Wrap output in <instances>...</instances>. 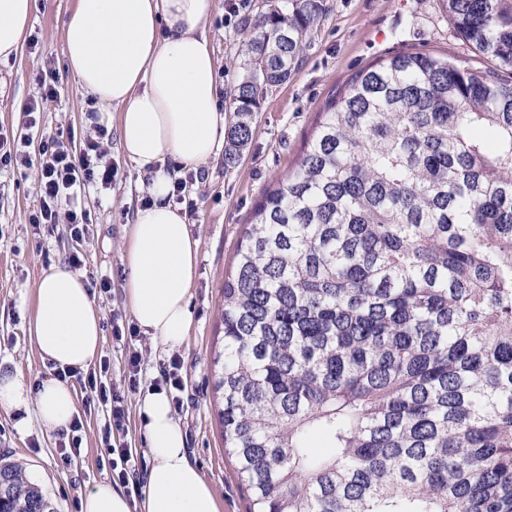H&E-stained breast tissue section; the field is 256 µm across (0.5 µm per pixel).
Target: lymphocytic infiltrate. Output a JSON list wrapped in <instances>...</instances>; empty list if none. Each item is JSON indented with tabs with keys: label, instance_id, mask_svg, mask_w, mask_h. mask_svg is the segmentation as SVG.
<instances>
[{
	"label": "lymphocytic infiltrate",
	"instance_id": "lymphocytic-infiltrate-1",
	"mask_svg": "<svg viewBox=\"0 0 512 512\" xmlns=\"http://www.w3.org/2000/svg\"><path fill=\"white\" fill-rule=\"evenodd\" d=\"M106 128H99L97 138L87 140L81 150L75 151L63 140L51 137L42 141L38 159H31L25 151L17 149L13 133L0 128V166L38 167V198L36 210L29 217L33 224H55L67 218L74 236H82L88 222L86 210L78 200L92 185L111 188L119 170L108 156L103 141ZM67 213H60V206Z\"/></svg>",
	"mask_w": 512,
	"mask_h": 512
}]
</instances>
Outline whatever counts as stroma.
I'll list each match as a JSON object with an SVG mask.
<instances>
[{
    "label": "stroma",
    "mask_w": 512,
    "mask_h": 512,
    "mask_svg": "<svg viewBox=\"0 0 512 512\" xmlns=\"http://www.w3.org/2000/svg\"><path fill=\"white\" fill-rule=\"evenodd\" d=\"M264 0H212L206 32L214 51L219 89L218 110L233 111V89L243 73L242 31L253 23ZM76 0H34L28 36L38 51L21 47L0 62V125L20 128L21 108L40 93L36 78L53 71L57 94L43 104L39 132L30 134L28 152L37 153L42 136H57L82 148L94 128L85 121L91 101L70 72L64 55L63 24ZM423 52L457 59L474 71L491 69L448 24L439 0H327V10L308 37V44L288 83L267 90L252 119L253 136L233 164L216 155L201 164L202 178L188 185L196 203L189 217L199 242L196 276L190 290L193 321L182 346L169 348L145 333L115 337L112 316L124 323L133 317L124 304L126 277L121 253L137 207L147 196L148 178L123 154L118 139L108 144L119 167L109 191L89 189L85 198L88 224L82 237L71 234L67 222L30 224L36 204V168L17 173L0 170V369L31 384L50 374L30 336L35 315V290L49 267L65 265L80 252L84 278L108 274L109 291L93 289L101 317L102 358L110 363L108 382L124 397L122 429L110 426V414L99 404H87L88 390L73 382L82 428L78 453L62 456L61 435L45 432L35 411L20 414L0 405V456L22 464L44 489L57 512H80V497L93 484L111 480L109 447L124 444L135 464L134 480L144 484L148 458L138 401L159 379L164 364L179 358L184 389L177 410L187 435L190 460L213 488L220 512H249L250 496L238 477L236 459L224 449L219 423L220 401L215 390V356L223 348L224 274L255 207L269 189L285 180L312 139L320 114L358 72L398 53ZM141 356L137 377H130L131 353ZM137 389H130V381Z\"/></svg>",
    "instance_id": "stroma-1"
}]
</instances>
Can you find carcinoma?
<instances>
[{
  "label": "carcinoma",
  "instance_id": "1",
  "mask_svg": "<svg viewBox=\"0 0 512 512\" xmlns=\"http://www.w3.org/2000/svg\"><path fill=\"white\" fill-rule=\"evenodd\" d=\"M440 2L494 68L355 74L224 277L220 424L253 512H512V0ZM325 10L258 13L225 164ZM0 512L57 510L0 459Z\"/></svg>",
  "mask_w": 512,
  "mask_h": 512
}]
</instances>
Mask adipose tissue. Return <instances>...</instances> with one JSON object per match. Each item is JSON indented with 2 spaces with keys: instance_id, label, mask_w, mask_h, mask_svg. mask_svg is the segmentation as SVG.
Wrapping results in <instances>:
<instances>
[{
  "instance_id": "1",
  "label": "adipose tissue",
  "mask_w": 512,
  "mask_h": 512,
  "mask_svg": "<svg viewBox=\"0 0 512 512\" xmlns=\"http://www.w3.org/2000/svg\"><path fill=\"white\" fill-rule=\"evenodd\" d=\"M211 0H77L64 29L68 68L102 125L117 122L121 148L150 177L151 202L137 209L122 261L125 303L155 342L182 345L192 324L190 289L198 258L184 211L169 199L175 171L167 160L198 166L224 146L216 108L215 59L205 36ZM32 0H0V61L15 56L31 23ZM120 106L111 119L108 106ZM30 334L57 369L84 370L100 356L99 311L80 275L56 265L35 293ZM35 404L40 426L69 432L78 414L66 382L46 377L30 387L0 371V404ZM150 467L140 503L102 481L81 498L80 512H219L217 497L190 461L186 435L163 391L139 402Z\"/></svg>"
}]
</instances>
